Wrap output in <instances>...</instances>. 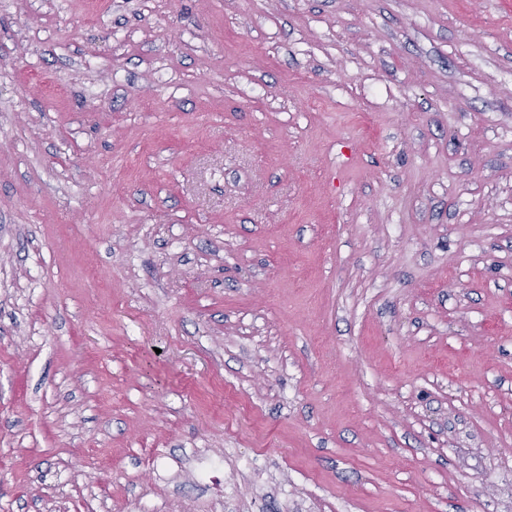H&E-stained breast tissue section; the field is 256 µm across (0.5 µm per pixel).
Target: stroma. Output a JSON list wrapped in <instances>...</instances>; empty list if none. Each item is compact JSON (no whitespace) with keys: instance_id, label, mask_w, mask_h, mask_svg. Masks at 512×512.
Listing matches in <instances>:
<instances>
[{"instance_id":"35a3bbf8","label":"stroma","mask_w":512,"mask_h":512,"mask_svg":"<svg viewBox=\"0 0 512 512\" xmlns=\"http://www.w3.org/2000/svg\"><path fill=\"white\" fill-rule=\"evenodd\" d=\"M512 512V0H0V512Z\"/></svg>"}]
</instances>
